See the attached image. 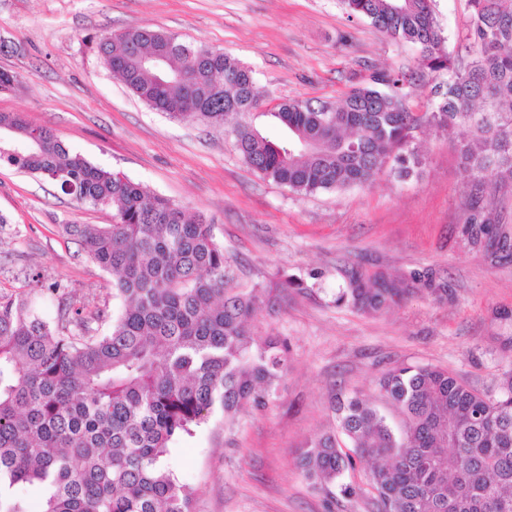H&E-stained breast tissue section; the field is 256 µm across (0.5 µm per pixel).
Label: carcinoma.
<instances>
[{
  "label": "carcinoma",
  "mask_w": 512,
  "mask_h": 512,
  "mask_svg": "<svg viewBox=\"0 0 512 512\" xmlns=\"http://www.w3.org/2000/svg\"><path fill=\"white\" fill-rule=\"evenodd\" d=\"M394 41L416 45L435 85L428 111L410 112L414 72L378 70L336 103L294 100L268 113L284 131L253 123V71L209 46L149 27L107 32L96 48L135 96L176 120L228 126L243 162L299 195L370 187L409 173L413 132L462 128L461 164L477 195L512 185V0H469L466 59L445 46L435 0H345ZM166 60L167 74L144 61ZM0 164L39 175L75 202L110 208V224H63L87 257L112 275L123 302L106 333H92L58 281L55 323L24 295L0 300V512H30L14 493L29 487L40 512H190L191 494L165 463L169 445L217 408L224 417L267 406L288 368V346L255 337L267 308L262 288L230 285L224 246L204 217L68 149L50 129L0 114ZM396 289L355 279L339 300L379 311ZM399 426L360 391L337 396V431L302 451L301 473L355 497L345 481L372 462L377 512H512V359L488 391L448 371L397 365L381 374Z\"/></svg>",
  "instance_id": "1"
}]
</instances>
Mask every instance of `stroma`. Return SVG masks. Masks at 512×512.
Listing matches in <instances>:
<instances>
[{
  "label": "stroma",
  "instance_id": "1",
  "mask_svg": "<svg viewBox=\"0 0 512 512\" xmlns=\"http://www.w3.org/2000/svg\"><path fill=\"white\" fill-rule=\"evenodd\" d=\"M453 55H465L468 0H436ZM149 26L202 43L255 72L270 138L280 104L336 101L377 69H417L418 48L394 41L344 0H0V113L52 129L93 163L124 174L204 216L223 244L236 282L267 289L274 309L255 336H279L288 370L268 406L234 421L214 411L175 440L167 462L192 492V512H373L370 493L330 500L296 467L302 448L335 430L341 388L371 397L392 420L377 379L401 364L448 370L483 390L512 356V190L491 192L488 224L473 223L459 146L464 129L414 133L419 163L371 187L300 196L262 179L223 128L172 120L137 99L106 68L93 44L110 30ZM0 296L24 294L48 321L56 298L30 288L26 273L61 282L105 332L121 303L111 277L91 262L64 224H108L112 212L77 205L52 184L0 166ZM399 287L377 313L338 302L352 275Z\"/></svg>",
  "mask_w": 512,
  "mask_h": 512
}]
</instances>
